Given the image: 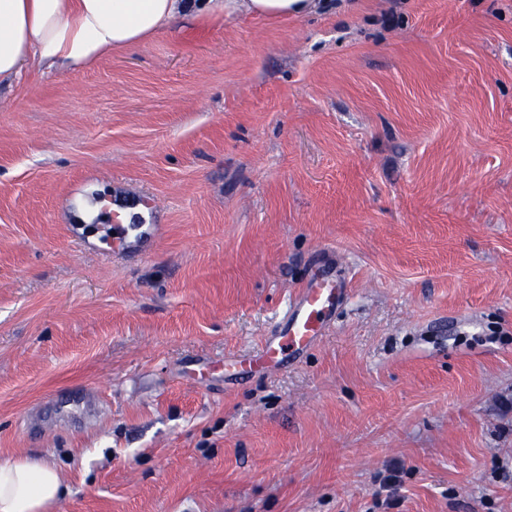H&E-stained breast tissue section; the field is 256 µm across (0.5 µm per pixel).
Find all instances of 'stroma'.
Returning <instances> with one entry per match:
<instances>
[{"mask_svg": "<svg viewBox=\"0 0 512 512\" xmlns=\"http://www.w3.org/2000/svg\"><path fill=\"white\" fill-rule=\"evenodd\" d=\"M346 294L234 381L316 263ZM53 512H512V0H326L0 82V457ZM62 494L60 475L50 459H0V512H46Z\"/></svg>", "mask_w": 512, "mask_h": 512, "instance_id": "stroma-1", "label": "stroma"}]
</instances>
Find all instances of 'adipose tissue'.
I'll return each instance as SVG.
<instances>
[{
  "label": "adipose tissue",
  "instance_id": "obj_1",
  "mask_svg": "<svg viewBox=\"0 0 512 512\" xmlns=\"http://www.w3.org/2000/svg\"><path fill=\"white\" fill-rule=\"evenodd\" d=\"M319 0H0V77L24 66L62 62L80 70L138 47L180 20L201 23L235 13L302 18ZM63 494L48 458L0 459V512H47Z\"/></svg>",
  "mask_w": 512,
  "mask_h": 512
}]
</instances>
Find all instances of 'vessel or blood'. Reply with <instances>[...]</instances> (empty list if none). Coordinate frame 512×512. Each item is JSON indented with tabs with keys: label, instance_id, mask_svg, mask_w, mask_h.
<instances>
[{
	"label": "vessel or blood",
	"instance_id": "b4317fda",
	"mask_svg": "<svg viewBox=\"0 0 512 512\" xmlns=\"http://www.w3.org/2000/svg\"><path fill=\"white\" fill-rule=\"evenodd\" d=\"M344 288L334 271L314 270L290 302L277 334L263 339L253 364L281 362L283 354H299L318 342L336 314Z\"/></svg>",
	"mask_w": 512,
	"mask_h": 512
}]
</instances>
